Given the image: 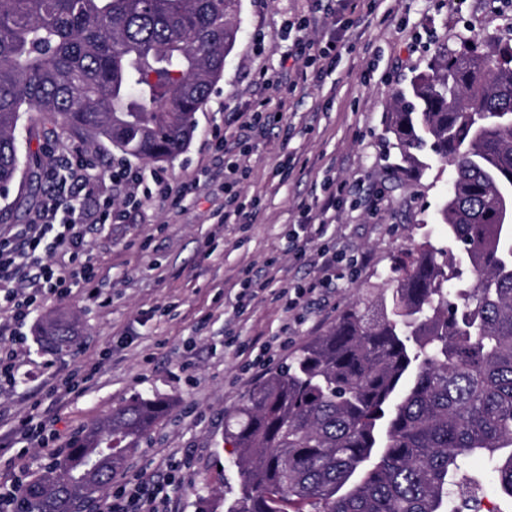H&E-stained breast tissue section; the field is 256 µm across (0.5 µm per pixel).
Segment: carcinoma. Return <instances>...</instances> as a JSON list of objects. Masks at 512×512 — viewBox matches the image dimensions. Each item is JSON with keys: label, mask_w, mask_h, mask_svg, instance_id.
<instances>
[{"label": "carcinoma", "mask_w": 512, "mask_h": 512, "mask_svg": "<svg viewBox=\"0 0 512 512\" xmlns=\"http://www.w3.org/2000/svg\"><path fill=\"white\" fill-rule=\"evenodd\" d=\"M240 0H0V196L24 114L91 145L169 161L238 38ZM401 167L452 172L447 244L405 252L391 295L354 301L224 423L226 512H460L462 462L512 501V38L461 41L396 92ZM74 330L47 320L54 352ZM168 410L135 396L23 486L18 512H81Z\"/></svg>", "instance_id": "1"}]
</instances>
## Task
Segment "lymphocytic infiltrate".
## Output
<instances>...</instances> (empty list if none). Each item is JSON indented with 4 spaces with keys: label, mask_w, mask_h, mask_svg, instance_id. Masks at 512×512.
<instances>
[{
    "label": "lymphocytic infiltrate",
    "mask_w": 512,
    "mask_h": 512,
    "mask_svg": "<svg viewBox=\"0 0 512 512\" xmlns=\"http://www.w3.org/2000/svg\"><path fill=\"white\" fill-rule=\"evenodd\" d=\"M311 24L308 17L297 23L301 35L295 39L294 46L306 67L319 71L346 50L345 31L332 30L321 45L303 35ZM46 176L56 183L54 195L30 224L20 228L13 237L0 238V313L9 314L16 323L28 317L39 294L64 296L75 282L89 283L95 279V269L84 257L85 227L119 223L125 218L124 210L113 208L110 199L101 196L98 186L101 179L129 186L127 208H139L144 200L158 195L165 197L175 190L164 173L156 170L144 173L121 162L113 164L107 173H99L96 158L82 151L58 157L56 168L48 170ZM346 192V182L327 178L318 209L299 211L296 222L306 240L319 236L318 215L335 209L337 200ZM52 249L68 254L69 267L63 269L45 262L44 253ZM321 257L314 280L282 290L287 309H295L324 282L336 277L341 256L335 248L326 245L321 249ZM161 492V487L153 485L150 475H141L135 484L117 486L104 512H159Z\"/></svg>",
    "instance_id": "1"
}]
</instances>
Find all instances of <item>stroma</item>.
<instances>
[{"label": "stroma", "instance_id": "35a3bbf8", "mask_svg": "<svg viewBox=\"0 0 512 512\" xmlns=\"http://www.w3.org/2000/svg\"><path fill=\"white\" fill-rule=\"evenodd\" d=\"M357 22L350 48L321 77L303 78L302 63L281 40L285 23L310 15L311 0H241L239 37L222 79L195 114L189 148L169 162L131 159L136 169H161L173 187L197 180L181 201L154 198L122 223L85 227V254L98 275L63 298H38L15 349L16 380L0 385V435L20 421L47 424V442L0 447V484L27 481L90 424L131 396L160 397L167 413L141 438L114 484L147 472L173 476L163 512H224L239 477L224 445V418L245 404L272 371L286 366L307 340L325 334L359 298L386 287L400 251L423 241L446 242L437 209L450 188L446 165L430 161L419 173L400 170L386 135L394 94L436 52L459 39L481 43L512 29L503 0H349ZM265 33L256 44V33ZM262 131L245 132L255 106ZM224 135L213 147L214 130ZM244 195L259 196L255 223L224 224V159L243 139ZM350 192L326 220L324 243L346 256L340 279L304 310L286 312L280 289L311 280L313 266L296 261L289 235L297 209L314 204L327 176ZM52 192L16 180L0 197V237L29 223ZM377 207H370V198ZM267 287L239 304L243 272ZM65 316L76 335L61 355L37 336L48 316Z\"/></svg>", "mask_w": 512, "mask_h": 512}]
</instances>
